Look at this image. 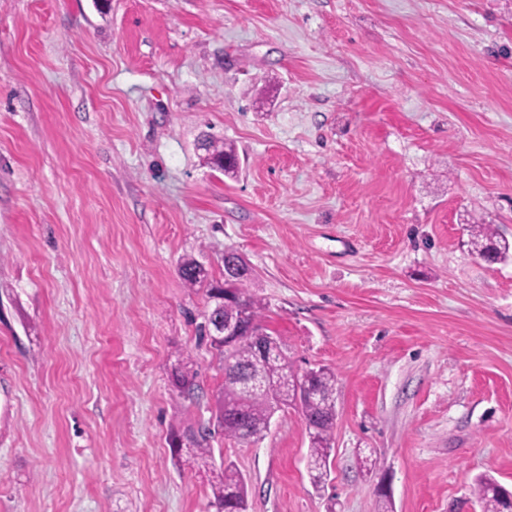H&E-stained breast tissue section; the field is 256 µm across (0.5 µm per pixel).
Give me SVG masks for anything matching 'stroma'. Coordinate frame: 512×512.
<instances>
[{"label":"stroma","mask_w":512,"mask_h":512,"mask_svg":"<svg viewBox=\"0 0 512 512\" xmlns=\"http://www.w3.org/2000/svg\"><path fill=\"white\" fill-rule=\"evenodd\" d=\"M470 224L512 241V0H0V512H213L169 445L223 383L177 268L228 250L337 377L321 489L295 409L211 438L247 512H480L477 476L512 487V256ZM208 151L210 152L209 162L216 169L224 171L226 173H232L236 169V150L232 147H224V145H218L217 141L210 139L207 141ZM469 245L473 253L487 261H495L509 252L508 242L500 240L489 224L472 225ZM197 371L189 362L179 364V368L173 373L172 383L180 395L193 399L197 396L198 385L196 383Z\"/></svg>","instance_id":"35a3bbf8"}]
</instances>
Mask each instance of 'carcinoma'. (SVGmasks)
<instances>
[{"label": "carcinoma", "instance_id": "cac0c4a2", "mask_svg": "<svg viewBox=\"0 0 512 512\" xmlns=\"http://www.w3.org/2000/svg\"><path fill=\"white\" fill-rule=\"evenodd\" d=\"M209 162L213 167L232 173L236 169V150L224 147L217 141L208 140ZM469 245L473 253L487 261H495L512 248L508 242L499 239L489 224L472 225ZM180 279L190 288L206 289L212 302H222L232 311L244 307L252 321L260 328L264 324V304L248 292L250 278L214 282L208 271L196 260L187 259L178 266ZM212 318L204 317L198 326L199 336L209 341L219 356L220 365L231 360L233 369L247 373L259 372L264 383L248 392H241L231 382H224L216 396L215 428L228 439L239 442H256L265 435L266 421L284 407L296 405V389L299 381L307 383L312 395L307 398L300 412L305 420L309 437L307 468L312 486L320 489L328 476L329 459L332 451L331 436L336 422V372L330 368L312 369L304 374L295 369L283 350L279 338L272 336L267 353L258 356L253 346L242 341L232 353L224 351V342L211 339ZM197 371L182 363L173 373L172 383L180 395L193 399L198 385ZM212 428L201 426L182 436L170 440L176 455L187 451L188 462L198 467L216 469L211 484L213 500L209 506L215 512H247V491L245 478L234 462L224 460L215 467L213 450L209 439ZM474 492L481 512H506L508 490L489 475H480L474 481Z\"/></svg>", "mask_w": 512, "mask_h": 512}]
</instances>
